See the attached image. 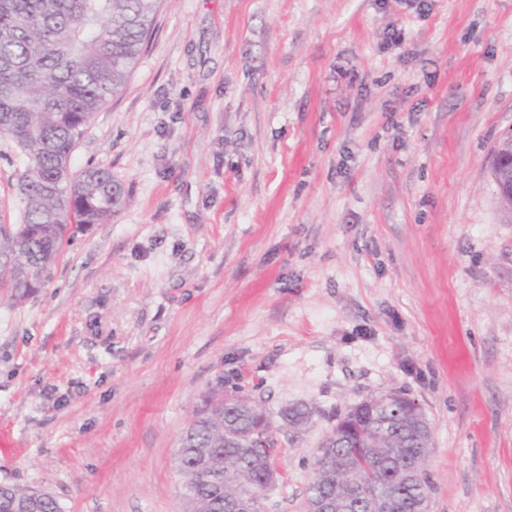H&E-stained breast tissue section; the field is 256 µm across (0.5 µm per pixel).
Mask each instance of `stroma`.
I'll return each instance as SVG.
<instances>
[{
    "label": "stroma",
    "instance_id": "stroma-1",
    "mask_svg": "<svg viewBox=\"0 0 512 512\" xmlns=\"http://www.w3.org/2000/svg\"><path fill=\"white\" fill-rule=\"evenodd\" d=\"M510 134L512 0H164L70 159L110 169L122 208L0 304V483L184 512L178 440L219 391L277 430L260 512H305L337 415L398 391L430 423L429 512H512V215L490 176ZM21 168L0 139V224Z\"/></svg>",
    "mask_w": 512,
    "mask_h": 512
}]
</instances>
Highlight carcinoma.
Instances as JSON below:
<instances>
[{
	"instance_id": "cac0c4a2",
	"label": "carcinoma",
	"mask_w": 512,
	"mask_h": 512,
	"mask_svg": "<svg viewBox=\"0 0 512 512\" xmlns=\"http://www.w3.org/2000/svg\"><path fill=\"white\" fill-rule=\"evenodd\" d=\"M161 0H0V136L24 160L15 191L21 223L0 224V299L16 302L42 287L66 239L90 224H104L124 202L121 185L105 167L70 169L86 122L125 86L149 36ZM288 425L310 421L305 405L282 411ZM351 429L328 439L330 463L346 477L313 476L307 497L328 488L347 500L372 484L391 488L412 504L428 503V474L396 483L395 466L414 464L426 438L417 429L422 413L405 409L387 420L381 397L366 398L345 413ZM248 431L255 421L224 397L211 394L181 434L176 467L186 512H227L249 485L261 490L268 458L248 438L229 440L224 426ZM379 458V468L368 464ZM60 512L46 491L9 484L0 512Z\"/></svg>"
}]
</instances>
